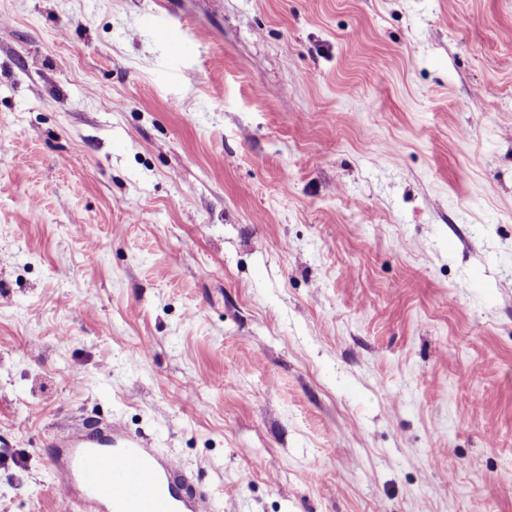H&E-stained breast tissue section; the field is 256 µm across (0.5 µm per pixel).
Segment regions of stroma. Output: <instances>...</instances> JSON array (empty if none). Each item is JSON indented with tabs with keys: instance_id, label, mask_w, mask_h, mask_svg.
Here are the masks:
<instances>
[{
	"instance_id": "obj_1",
	"label": "stroma",
	"mask_w": 512,
	"mask_h": 512,
	"mask_svg": "<svg viewBox=\"0 0 512 512\" xmlns=\"http://www.w3.org/2000/svg\"><path fill=\"white\" fill-rule=\"evenodd\" d=\"M106 420L213 512H512V0H0V512Z\"/></svg>"
}]
</instances>
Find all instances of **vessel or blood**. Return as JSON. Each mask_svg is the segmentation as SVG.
<instances>
[{
	"mask_svg": "<svg viewBox=\"0 0 512 512\" xmlns=\"http://www.w3.org/2000/svg\"><path fill=\"white\" fill-rule=\"evenodd\" d=\"M53 465L81 512H211L178 462L114 425L94 432L71 424Z\"/></svg>",
	"mask_w": 512,
	"mask_h": 512,
	"instance_id": "1",
	"label": "vessel or blood"
}]
</instances>
